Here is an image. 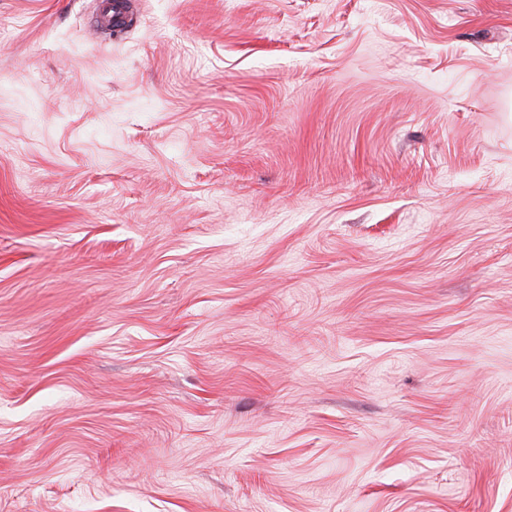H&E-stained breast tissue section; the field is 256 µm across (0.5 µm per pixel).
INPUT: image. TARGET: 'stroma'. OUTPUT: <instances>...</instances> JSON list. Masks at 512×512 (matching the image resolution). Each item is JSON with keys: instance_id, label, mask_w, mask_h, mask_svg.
<instances>
[{"instance_id": "1", "label": "stroma", "mask_w": 512, "mask_h": 512, "mask_svg": "<svg viewBox=\"0 0 512 512\" xmlns=\"http://www.w3.org/2000/svg\"><path fill=\"white\" fill-rule=\"evenodd\" d=\"M0 0V512H512V0ZM101 20L116 32L124 29L129 22V4L125 0H101L98 2Z\"/></svg>"}]
</instances>
